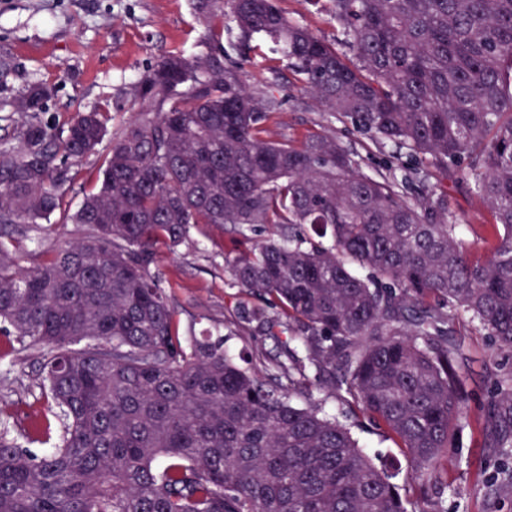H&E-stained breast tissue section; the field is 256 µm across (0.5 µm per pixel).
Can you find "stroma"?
<instances>
[{"label":"stroma","mask_w":512,"mask_h":512,"mask_svg":"<svg viewBox=\"0 0 512 512\" xmlns=\"http://www.w3.org/2000/svg\"><path fill=\"white\" fill-rule=\"evenodd\" d=\"M292 21L308 26L327 42L339 45L343 35L331 21L326 0H278ZM211 0H0V57L13 72L0 83V116L13 111L15 98L28 86L46 82L53 93L48 117L66 120L74 112L111 104L112 128L123 127L138 110L134 90L141 76L161 58L179 54L186 58L208 50L206 18ZM224 60L243 61L242 80L262 91L287 96V109L270 124L276 140L300 144L311 132L325 131L340 145L358 155L361 169L370 175L410 166L406 155L355 133L350 124L323 114L303 88L287 61L262 45L243 51L233 29L223 36ZM422 184L444 192L463 221L471 248L482 249L480 227L490 218L468 182L453 172L422 168ZM85 233L80 224H57L52 236L37 226L25 231L22 266L36 265L54 242L77 241ZM269 232L263 226L216 228L194 224L175 251H161L158 268L163 286L182 322H195L203 330L216 323H230L241 298L226 271L227 259L243 256ZM464 348L470 358L466 404L467 423L448 450V487L441 501L445 512H512V456L505 449L488 447L477 425L491 388L485 368L512 365V357L496 353L480 329H468ZM42 355L22 350L15 336L0 335V420H7L17 444L39 456L41 443L31 441L28 430L34 417L51 415L54 407L41 388ZM353 434L368 448L375 464L398 461L394 481L410 496L411 512H421L415 500V472L403 460L397 442L357 416Z\"/></svg>","instance_id":"obj_1"}]
</instances>
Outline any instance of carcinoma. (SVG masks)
Returning <instances> with one entry per match:
<instances>
[{
	"mask_svg": "<svg viewBox=\"0 0 512 512\" xmlns=\"http://www.w3.org/2000/svg\"><path fill=\"white\" fill-rule=\"evenodd\" d=\"M327 2L346 52L276 0H213L207 26L228 19L243 45L271 43L324 111L468 181L490 215L488 254L471 252L447 195L417 200L405 176L363 174L326 133L268 138L288 98L251 90L219 36L143 75L138 115L71 215L112 112L50 122L52 88L29 86L0 137V334L45 351L63 430L34 458L0 423V512H408L347 424L293 404L327 372L398 441L423 479L421 512H443L468 397L452 325L512 355V0ZM57 212L86 237L19 265V225L49 231ZM192 224L281 230L226 263L257 300L234 324L276 343L267 365L240 367L220 331L186 336L152 273ZM485 376L488 445L511 448L512 369Z\"/></svg>",
	"mask_w": 512,
	"mask_h": 512,
	"instance_id": "carcinoma-1",
	"label": "carcinoma"
}]
</instances>
